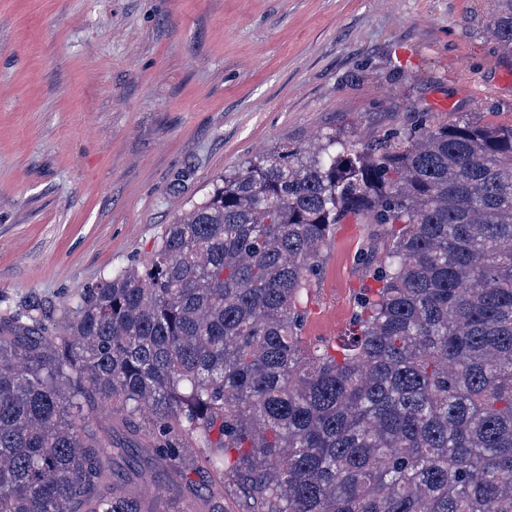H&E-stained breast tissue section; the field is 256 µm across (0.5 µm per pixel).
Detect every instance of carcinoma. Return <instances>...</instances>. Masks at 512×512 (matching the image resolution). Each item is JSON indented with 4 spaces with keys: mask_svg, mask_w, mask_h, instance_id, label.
Masks as SVG:
<instances>
[{
    "mask_svg": "<svg viewBox=\"0 0 512 512\" xmlns=\"http://www.w3.org/2000/svg\"><path fill=\"white\" fill-rule=\"evenodd\" d=\"M487 34L512 59V0ZM376 224L350 338L303 329L336 226ZM0 320V512H512V125L283 142L149 261ZM149 495L155 497L161 506H171L182 509L185 505L184 498L179 495V488L160 481L150 487Z\"/></svg>",
    "mask_w": 512,
    "mask_h": 512,
    "instance_id": "1",
    "label": "carcinoma"
}]
</instances>
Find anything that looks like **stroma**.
Wrapping results in <instances>:
<instances>
[{
	"label": "stroma",
	"mask_w": 512,
	"mask_h": 512,
	"mask_svg": "<svg viewBox=\"0 0 512 512\" xmlns=\"http://www.w3.org/2000/svg\"><path fill=\"white\" fill-rule=\"evenodd\" d=\"M490 0H0V318L142 262L261 149L512 124ZM366 225L336 228L306 341L346 336Z\"/></svg>",
	"instance_id": "1"
}]
</instances>
